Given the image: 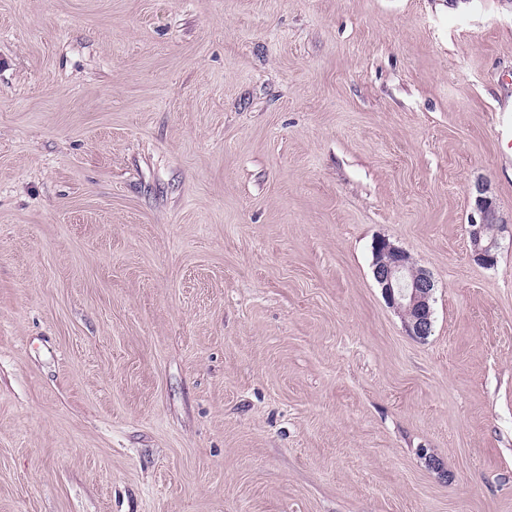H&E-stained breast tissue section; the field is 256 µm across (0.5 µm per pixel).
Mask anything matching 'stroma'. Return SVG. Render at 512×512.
Segmentation results:
<instances>
[{"label":"stroma","instance_id":"35a3bbf8","mask_svg":"<svg viewBox=\"0 0 512 512\" xmlns=\"http://www.w3.org/2000/svg\"><path fill=\"white\" fill-rule=\"evenodd\" d=\"M0 512H512V0H0ZM467 193L474 196V212L478 216L471 217L468 224V236L471 254L474 260L483 266H494L498 247L497 237L492 234L494 224H500L496 201L488 195V188L484 184L477 183L467 188ZM486 224H489L488 227ZM488 232V234H487ZM373 275L390 307L402 316L407 332L424 339L432 333L430 300L435 282L411 256L384 239L375 244Z\"/></svg>","mask_w":512,"mask_h":512}]
</instances>
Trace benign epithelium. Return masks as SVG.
Here are the masks:
<instances>
[{
    "instance_id": "7a95c632",
    "label": "benign epithelium",
    "mask_w": 512,
    "mask_h": 512,
    "mask_svg": "<svg viewBox=\"0 0 512 512\" xmlns=\"http://www.w3.org/2000/svg\"><path fill=\"white\" fill-rule=\"evenodd\" d=\"M467 193L474 197L475 216L468 224L472 257L480 265L492 266L496 262L498 242L497 237L487 234V225L501 223L496 201L482 183L468 187ZM374 250L373 275L387 304L401 314L410 335L420 339L431 335L430 300L435 282L430 273L416 266L408 253L384 239L376 242Z\"/></svg>"
}]
</instances>
